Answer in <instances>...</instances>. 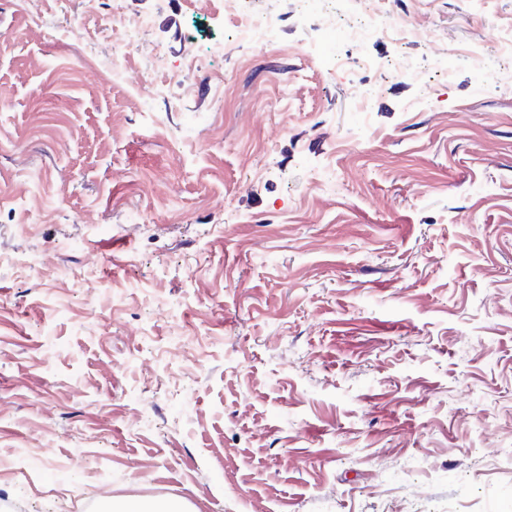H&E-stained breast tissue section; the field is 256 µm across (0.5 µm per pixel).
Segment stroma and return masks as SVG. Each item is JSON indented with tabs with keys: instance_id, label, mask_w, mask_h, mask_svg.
<instances>
[{
	"instance_id": "1",
	"label": "stroma",
	"mask_w": 512,
	"mask_h": 512,
	"mask_svg": "<svg viewBox=\"0 0 512 512\" xmlns=\"http://www.w3.org/2000/svg\"><path fill=\"white\" fill-rule=\"evenodd\" d=\"M240 8L273 46L224 0H0V500L512 512V83L465 59L512 69V0ZM117 9L153 25L106 89ZM235 27L240 41L263 44L274 40V24L268 17H249ZM408 24L406 22H401L399 24L389 25L385 22L375 23L370 26L362 27L359 29L351 30L347 33V38L355 43L363 42L368 36L374 33H398L403 32L407 29Z\"/></svg>"
}]
</instances>
